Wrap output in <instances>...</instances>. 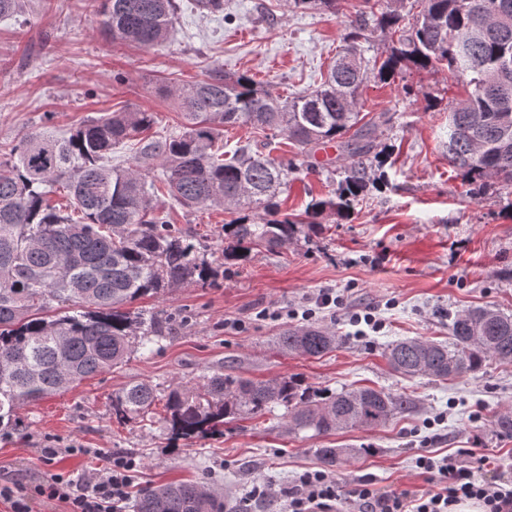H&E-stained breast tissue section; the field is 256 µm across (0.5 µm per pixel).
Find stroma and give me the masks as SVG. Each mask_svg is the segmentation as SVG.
Listing matches in <instances>:
<instances>
[{
	"label": "stroma",
	"instance_id": "35a3bbf8",
	"mask_svg": "<svg viewBox=\"0 0 512 512\" xmlns=\"http://www.w3.org/2000/svg\"><path fill=\"white\" fill-rule=\"evenodd\" d=\"M175 2L171 35L154 48L107 40L93 0H29L26 16L0 18V160L28 134L66 137L84 120L119 109L157 113L161 134H179L183 118L169 88L215 67L249 74L283 97L312 91L363 8L362 0H339L332 13L292 8L286 0H224L223 10L213 12ZM357 45L370 70L359 108L375 122L372 152L383 165L373 169L376 182L351 218L323 214L317 233L236 258L228 254L233 241L222 234L229 219L223 208L187 210L159 197L213 277L137 302L147 313L180 314L173 336L135 349L112 371L21 407L19 432L0 437V481L25 484L59 472L81 480L101 473L112 451L133 454L139 464L129 494L147 484L192 481L235 504L260 482L282 495L252 503L251 512H288L284 492L304 470L319 468L318 448L356 449L332 471L346 490L363 476L383 492L430 489L434 474L416 464L425 451L465 465L484 454L490 464L483 477L512 474V437L493 428L499 413L512 411V364L492 359L477 374L436 381L401 377L382 355L388 343L405 337L449 340L450 315L470 307L512 315V185L494 179L484 195H472L449 163L446 109L466 91L447 67L382 80L375 70L389 51L388 37L370 26ZM341 179L338 161L314 168L298 161L282 195L284 210L298 214L311 197L335 195ZM323 289L346 301L316 318L342 344L320 358L279 351L275 338L292 318L260 320L257 312L302 308ZM350 308L373 310L382 329L354 335ZM228 319L245 321L246 330L225 329ZM213 371L255 379L295 374L334 391L368 386L406 395L414 408L382 427L322 436L289 431L278 408L178 441L162 423L123 424L112 413L113 393L128 383L192 386ZM72 445L81 454H66ZM43 448L60 454L44 459Z\"/></svg>",
	"mask_w": 512,
	"mask_h": 512
}]
</instances>
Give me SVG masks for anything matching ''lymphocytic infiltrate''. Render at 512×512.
<instances>
[{"label":"lymphocytic infiltrate","instance_id":"f902f5d3","mask_svg":"<svg viewBox=\"0 0 512 512\" xmlns=\"http://www.w3.org/2000/svg\"><path fill=\"white\" fill-rule=\"evenodd\" d=\"M480 456L476 465L460 464L455 457L418 456L419 468L436 472L435 487L429 491L403 489L391 493L378 491L373 479L360 480L349 494H342L335 479L322 470L302 472L288 492V512H454L456 506L471 501L482 512H512V478L484 480L477 467L488 464ZM137 468L135 457L111 455L103 472L79 484L61 473L41 479L16 491L0 485V501L9 503L11 512H32L34 500L65 503L68 512H120L128 497V487Z\"/></svg>","mask_w":512,"mask_h":512}]
</instances>
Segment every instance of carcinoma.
I'll return each instance as SVG.
<instances>
[{"label": "carcinoma", "instance_id": "obj_1", "mask_svg": "<svg viewBox=\"0 0 512 512\" xmlns=\"http://www.w3.org/2000/svg\"><path fill=\"white\" fill-rule=\"evenodd\" d=\"M420 10L405 29L392 0H364L349 40L365 30L367 16L399 34L379 67L390 79L402 68L428 70L441 64L468 87L448 107V161L479 194L487 179L512 182V0H416ZM296 8L332 10L336 0H288ZM27 0H0V17H21ZM175 0H99L102 31L114 42L155 47L173 27ZM331 65L321 88L282 99L245 74L212 69L206 78L173 91L184 120L176 136L152 132L155 112L122 111L92 119L67 138L35 133L0 162V430H15L17 410L85 378L120 367L132 351L157 344L177 320L131 310L138 300L210 276L196 246L153 204L146 188L154 163L162 166L168 196L187 209L222 206L224 224L244 257L254 247L280 249L304 224L325 212L348 216L368 181L371 124L357 110L367 70L357 47ZM248 126L265 136L285 137L310 158L328 143L347 155L341 189L313 198L301 215L281 209L289 166L239 145L224 157V128ZM133 143L134 162L112 166V148ZM57 184L70 211L49 206L44 188ZM259 209V219L250 211ZM65 309L54 319L41 316ZM452 343L407 338L384 351L393 371L446 380L480 372L495 358L512 362V317L491 306L453 318ZM336 332L314 324L287 328L278 346L319 358L335 350ZM164 402L165 428L173 440L204 437L234 421L285 409L288 427L316 435L384 426L412 410L404 395L373 388L340 392L315 389L299 377L253 380L214 372L192 387L164 392L137 381L112 395L119 422L145 421ZM325 467L355 454L353 448H316ZM135 512H224V502L198 483L146 486Z\"/></svg>", "mask_w": 512, "mask_h": 512}]
</instances>
